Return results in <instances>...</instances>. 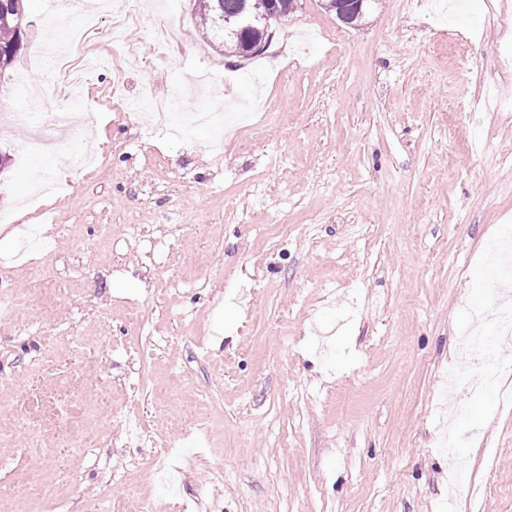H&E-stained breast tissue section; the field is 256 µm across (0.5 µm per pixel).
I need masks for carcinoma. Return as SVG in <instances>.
Instances as JSON below:
<instances>
[{"mask_svg":"<svg viewBox=\"0 0 512 512\" xmlns=\"http://www.w3.org/2000/svg\"><path fill=\"white\" fill-rule=\"evenodd\" d=\"M343 0H322L324 9L336 15L344 24H355L372 8L375 0H367L361 11L347 19L341 15ZM195 14L206 33L222 48H229L236 54L243 52L257 55L264 51L272 33L271 22L279 15L290 13L297 5V0H279V10L269 7V0H194ZM249 11L257 17L256 28L237 35L224 26V19L237 16L242 10ZM27 25L22 0H0V48L17 46L20 42L21 29Z\"/></svg>","mask_w":512,"mask_h":512,"instance_id":"cac0c4a2","label":"carcinoma"}]
</instances>
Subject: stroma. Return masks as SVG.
<instances>
[{
    "label": "stroma",
    "mask_w": 512,
    "mask_h": 512,
    "mask_svg": "<svg viewBox=\"0 0 512 512\" xmlns=\"http://www.w3.org/2000/svg\"><path fill=\"white\" fill-rule=\"evenodd\" d=\"M49 2L24 0L0 76V211L37 215L0 223V512H512V334L459 354L512 305L489 259L512 226L502 0H376L354 26L300 0L253 58L193 0H142L81 94L34 98ZM158 102L170 126L126 114ZM67 112L52 164L21 161ZM87 143L97 168L71 162ZM452 368L497 378L453 423Z\"/></svg>",
    "instance_id": "1"
}]
</instances>
